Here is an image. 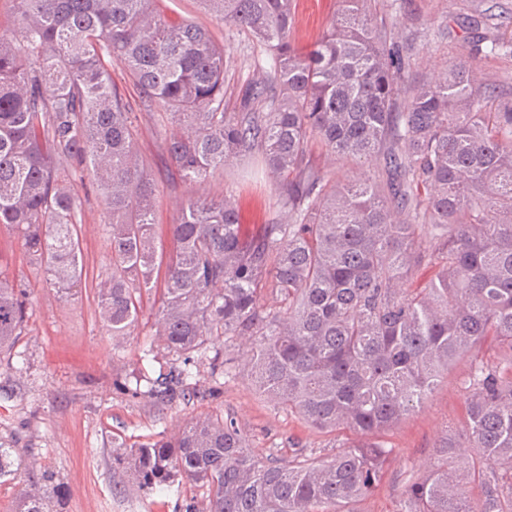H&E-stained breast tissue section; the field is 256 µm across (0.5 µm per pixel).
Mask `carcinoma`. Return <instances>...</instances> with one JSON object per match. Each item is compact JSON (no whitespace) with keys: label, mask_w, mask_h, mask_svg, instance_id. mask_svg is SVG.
I'll list each match as a JSON object with an SVG mask.
<instances>
[{"label":"carcinoma","mask_w":512,"mask_h":512,"mask_svg":"<svg viewBox=\"0 0 512 512\" xmlns=\"http://www.w3.org/2000/svg\"><path fill=\"white\" fill-rule=\"evenodd\" d=\"M13 2L16 34L0 35V230L70 293L83 271L77 182L93 177L111 250L98 315L112 348L138 326L142 292L160 295L162 351L144 355L165 366L144 379L123 363L114 388L162 416L206 396L191 382L200 367L231 377L227 348L238 340L264 399L321 433L358 436L325 460L303 448L258 459L235 419L211 412L173 438L112 441V468L145 493L194 484L205 507L187 512H356L392 453L374 438L468 356L466 429L409 481L399 512H512V96L476 76L479 59L512 54V43L477 31L469 59L409 83L413 35L403 48L387 44L372 0H339L305 51L291 38L294 0H200L269 58L271 86H246L239 111L226 112L224 44L165 15L161 0ZM107 56L177 127L163 150L182 181L259 154L279 185L278 219L245 235L230 197L189 198L167 227L173 253L159 255L138 117ZM314 136L358 173L330 182L309 158ZM421 264L434 276L413 292ZM24 296L0 256L7 358L28 316ZM487 336L501 349L494 366L478 355ZM27 475L21 449L0 443V482L17 486L12 512H58L52 477ZM466 480L484 488L477 506L461 491Z\"/></svg>","instance_id":"obj_1"}]
</instances>
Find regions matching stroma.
Here are the masks:
<instances>
[{"label":"stroma","instance_id":"obj_1","mask_svg":"<svg viewBox=\"0 0 512 512\" xmlns=\"http://www.w3.org/2000/svg\"><path fill=\"white\" fill-rule=\"evenodd\" d=\"M167 15L207 26L223 42L230 57L224 81L226 111H235L241 89L266 78V52L246 33L225 25L204 10L200 0H163ZM339 9L338 0H295V42H314ZM374 15L388 30L408 26L417 35L418 56L409 77L433 76L470 45L465 26L474 16L487 18L494 35L512 42V0H375ZM170 131L148 116L140 118L138 149L148 164L156 189L155 221L175 223L180 204L190 196L233 197L248 231L275 222L279 193L259 156L227 163L223 171L201 184L179 181L161 144ZM77 215L83 254V275L74 295L63 296L46 282L40 267L24 256L20 241L0 231V256L8 260L17 285L28 293V318L12 366H0V439L23 449L35 471L54 476L51 488L62 512H185L201 491L182 483L162 493L142 494L129 478L112 468V440L142 442L156 434L174 436L189 417L221 410L232 415L249 435L254 455L291 456L305 448L317 457L331 455L334 443H349L351 432L324 434L296 415L275 410L255 391L246 373L226 382L216 398H204L156 416L148 403L117 393L112 386V341L98 317V284L110 270L111 252L101 198L91 179L78 186ZM158 295L142 296L139 325L125 343L122 357L148 377L159 365L140 352L154 339ZM469 359L458 361L441 379L423 408L387 431L383 440L394 453L378 489L357 505L359 512H397L409 478L422 474L438 444L456 438L466 424L467 393L463 380ZM125 494H117V487Z\"/></svg>","mask_w":512,"mask_h":512}]
</instances>
